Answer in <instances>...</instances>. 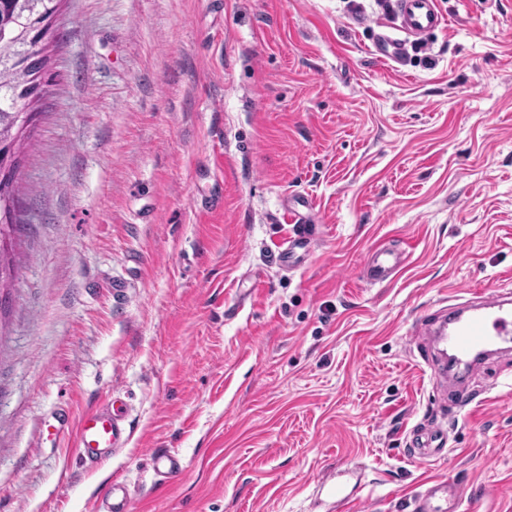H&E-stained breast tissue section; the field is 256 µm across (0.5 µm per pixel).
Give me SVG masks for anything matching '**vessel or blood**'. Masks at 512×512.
I'll use <instances>...</instances> for the list:
<instances>
[{
	"label": "vessel or blood",
	"mask_w": 512,
	"mask_h": 512,
	"mask_svg": "<svg viewBox=\"0 0 512 512\" xmlns=\"http://www.w3.org/2000/svg\"><path fill=\"white\" fill-rule=\"evenodd\" d=\"M399 36L384 35L373 51L375 58L384 64L398 61L403 55L407 38L435 30L446 23L437 7V0H398ZM283 211L295 231L278 253L282 267L292 269L309 254L312 245L311 228L317 222L312 200L305 195H294L283 202ZM403 263L401 255L378 247L369 252L364 276L377 284L390 281ZM422 340L433 342L440 351H453L459 357H469L473 352L500 346L512 348V296L492 294L478 289L465 301L449 305L423 318L416 326ZM126 441L123 416L113 402H104L85 412L74 433L76 454L82 464L92 467L107 462L113 449L123 447ZM411 446L415 455L435 459L446 450L447 437L431 429L417 434ZM152 462L157 473L168 479L181 475L183 465L179 457L153 450ZM335 469L324 471L322 488L329 499L330 512H350L351 497L338 481ZM464 491L452 478L430 480L425 493L416 500L415 512H458ZM131 496L126 485L112 480L94 504L95 512H130Z\"/></svg>",
	"instance_id": "vessel-or-blood-1"
}]
</instances>
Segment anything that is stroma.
<instances>
[{
	"instance_id": "stroma-1",
	"label": "stroma",
	"mask_w": 512,
	"mask_h": 512,
	"mask_svg": "<svg viewBox=\"0 0 512 512\" xmlns=\"http://www.w3.org/2000/svg\"><path fill=\"white\" fill-rule=\"evenodd\" d=\"M437 5L390 66V0H63L16 173L0 512H92L113 479L131 512H325L337 464L355 512H413L443 476L460 512H512V353L442 403L414 333L512 292V0ZM293 193L322 228L288 271ZM381 244L404 264L372 284ZM108 396L130 437L90 470L70 435ZM415 427L447 456H414ZM405 45L406 39L382 35L373 50V55L379 62L389 64L400 59L404 53ZM152 462L155 471L167 479H175L183 471V465L179 457L169 451L153 450Z\"/></svg>"
}]
</instances>
